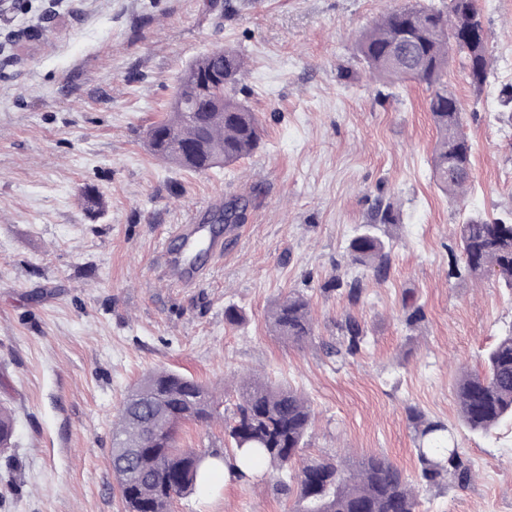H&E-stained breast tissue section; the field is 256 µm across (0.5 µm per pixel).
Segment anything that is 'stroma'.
I'll use <instances>...</instances> for the list:
<instances>
[{"instance_id":"35a3bbf8","label":"stroma","mask_w":512,"mask_h":512,"mask_svg":"<svg viewBox=\"0 0 512 512\" xmlns=\"http://www.w3.org/2000/svg\"><path fill=\"white\" fill-rule=\"evenodd\" d=\"M0 18V404L15 418L0 457V512H123L112 422L148 373L165 368L212 392L220 413L178 445L224 454L231 381L257 373L315 414L301 458L382 454L419 467L407 407L447 422L474 478L424 490L420 512H512V425L463 426L455 381L512 328L496 278L451 276L465 215L512 213V0H478L492 66L476 90L459 53L448 89L472 146V181L450 202L436 186L426 86H391L360 62L362 33L407 0H15ZM243 52L240 99L262 142L228 165L189 172L154 157L146 131L184 69ZM399 200L386 281L364 276L349 306L327 288L351 275L345 247L378 195ZM247 202L224 257L194 287L156 270L174 225L232 198ZM303 293L316 344L272 332L268 308ZM426 318L407 330L408 305ZM244 319L224 320L226 306ZM369 344L347 364L320 344L344 314ZM295 492L259 468L174 501L172 512H296Z\"/></svg>"}]
</instances>
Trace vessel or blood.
<instances>
[{
	"mask_svg": "<svg viewBox=\"0 0 512 512\" xmlns=\"http://www.w3.org/2000/svg\"><path fill=\"white\" fill-rule=\"evenodd\" d=\"M202 242L206 243L209 255L222 256L223 225L212 223L207 216L175 225L169 234L168 244L162 248L157 259L163 277L184 286L193 285L202 279L206 269L196 255V248Z\"/></svg>",
	"mask_w": 512,
	"mask_h": 512,
	"instance_id": "1",
	"label": "vessel or blood"
}]
</instances>
